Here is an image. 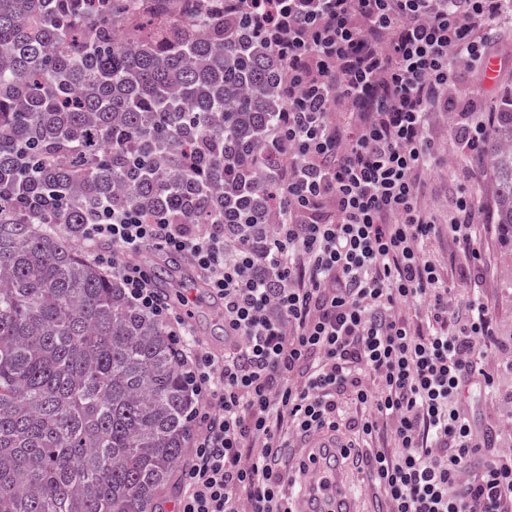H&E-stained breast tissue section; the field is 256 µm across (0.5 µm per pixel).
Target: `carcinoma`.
I'll return each instance as SVG.
<instances>
[{"mask_svg":"<svg viewBox=\"0 0 512 512\" xmlns=\"http://www.w3.org/2000/svg\"><path fill=\"white\" fill-rule=\"evenodd\" d=\"M170 2L0 0V512H156L192 432L181 345L76 249L84 225L268 251L287 64L244 10ZM491 111L512 239V95Z\"/></svg>","mask_w":512,"mask_h":512,"instance_id":"obj_1","label":"carcinoma"}]
</instances>
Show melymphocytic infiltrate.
I'll return each mask as SVG.
<instances>
[{
    "label": "lymphocytic infiltrate",
    "instance_id": "1",
    "mask_svg": "<svg viewBox=\"0 0 512 512\" xmlns=\"http://www.w3.org/2000/svg\"><path fill=\"white\" fill-rule=\"evenodd\" d=\"M288 64L287 220L268 225L269 280L220 224H155L117 214L86 225L94 261L133 306L183 344L196 425L178 465L173 512H294L286 488L310 432H350L344 449L376 512H512V448L478 443L464 386L489 390L493 336L481 298L448 307L423 254L435 224L418 207L434 158L427 115L457 63L482 75L512 0H240ZM344 104L353 125L336 127ZM190 257L224 307L231 339L215 354L192 338L184 306L130 262L140 248ZM419 307L420 323L405 311ZM481 464H474L475 455Z\"/></svg>",
    "mask_w": 512,
    "mask_h": 512
}]
</instances>
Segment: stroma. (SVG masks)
Returning <instances> with one entry per match:
<instances>
[{
	"mask_svg": "<svg viewBox=\"0 0 512 512\" xmlns=\"http://www.w3.org/2000/svg\"><path fill=\"white\" fill-rule=\"evenodd\" d=\"M498 51L506 64L494 81L478 78L467 68H459L455 81L431 112L427 138L437 156L436 167L427 174L419 194L424 214L437 224L439 232L425 245L427 257L448 276V304L464 307L471 297L469 280L462 274L471 263V254L448 236L454 219L450 200L457 192L470 196L481 219L473 228L481 252L484 276L479 286L494 310V331L504 352L512 351V243L505 241L493 222V184L489 157L476 161L470 178H462L464 162L454 138V127L464 112L488 111L491 102L512 93V20L500 25ZM466 402L478 419L482 438L499 448H512V431L500 427L502 415L512 410V370L501 369L492 393L468 391Z\"/></svg>",
	"mask_w": 512,
	"mask_h": 512,
	"instance_id": "1",
	"label": "stroma"
}]
</instances>
